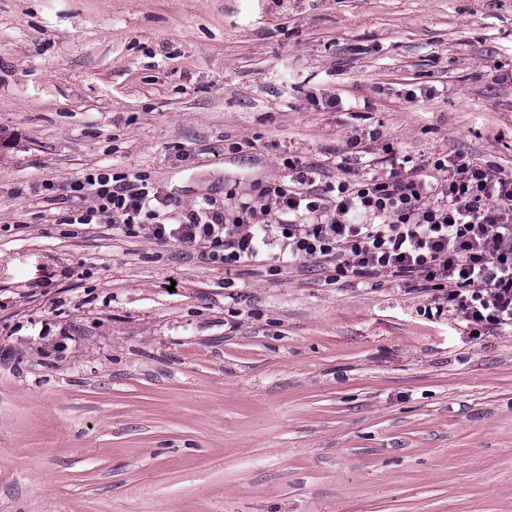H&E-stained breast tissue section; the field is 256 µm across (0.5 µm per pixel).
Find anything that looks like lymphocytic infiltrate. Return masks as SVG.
Wrapping results in <instances>:
<instances>
[{
  "instance_id": "lymphocytic-infiltrate-1",
  "label": "lymphocytic infiltrate",
  "mask_w": 512,
  "mask_h": 512,
  "mask_svg": "<svg viewBox=\"0 0 512 512\" xmlns=\"http://www.w3.org/2000/svg\"><path fill=\"white\" fill-rule=\"evenodd\" d=\"M381 164L383 174L321 187L316 169L292 161L287 182L265 187V204L207 203L173 224L160 219L171 200L147 176L93 170L68 185L66 221L108 219L121 233L195 250L228 272L274 250L331 265L340 278L408 276L439 292L436 312L460 317L470 335L512 327V177L461 155L413 164L389 148Z\"/></svg>"
}]
</instances>
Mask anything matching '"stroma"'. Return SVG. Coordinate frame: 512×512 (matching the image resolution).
<instances>
[{
  "label": "stroma",
  "instance_id": "35a3bbf8",
  "mask_svg": "<svg viewBox=\"0 0 512 512\" xmlns=\"http://www.w3.org/2000/svg\"><path fill=\"white\" fill-rule=\"evenodd\" d=\"M387 145L512 176V0H0V512H512V332L58 199L220 206Z\"/></svg>",
  "mask_w": 512,
  "mask_h": 512
}]
</instances>
